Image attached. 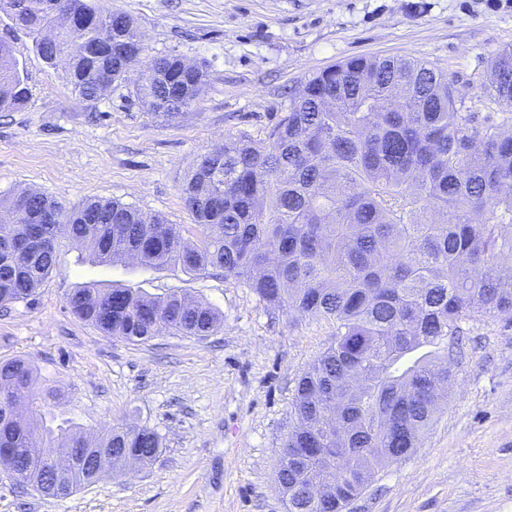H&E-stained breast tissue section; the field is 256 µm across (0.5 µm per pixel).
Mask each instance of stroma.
I'll return each mask as SVG.
<instances>
[{
    "label": "stroma",
    "instance_id": "35a3bbf8",
    "mask_svg": "<svg viewBox=\"0 0 512 512\" xmlns=\"http://www.w3.org/2000/svg\"><path fill=\"white\" fill-rule=\"evenodd\" d=\"M92 2L130 13L148 56L202 64L206 92L170 121L146 111L129 82L82 100L0 11V36L31 91L25 107L0 112L2 199L28 188L69 206L116 199L187 224L179 185L197 156L230 136L265 138L322 70L361 56L419 58L453 79L459 111L483 115L499 109L485 90L490 61L512 46V0ZM91 283L188 295L224 325L201 338L107 336L66 306ZM335 332V322L271 308L221 273L100 266L60 240L35 296L0 304V364L32 362L81 427L144 426L159 452L58 498L0 467V512H287L277 471L294 390ZM460 349L421 447L380 470L346 512H512V325L464 323Z\"/></svg>",
    "mask_w": 512,
    "mask_h": 512
}]
</instances>
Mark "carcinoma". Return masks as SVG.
<instances>
[{
	"label": "carcinoma",
	"instance_id": "cac0c4a2",
	"mask_svg": "<svg viewBox=\"0 0 512 512\" xmlns=\"http://www.w3.org/2000/svg\"><path fill=\"white\" fill-rule=\"evenodd\" d=\"M50 66L60 55L72 91L104 94L96 74L123 40L145 51V34L126 12L87 0H0ZM111 18L109 24L101 16ZM142 65L134 92L167 119L196 105L207 73L176 55ZM489 94L512 109V48L492 59ZM30 91L11 44L0 39V112ZM180 192L193 223L170 224L119 200L90 198L68 207L38 190L0 200V304L33 296L57 262L62 237L102 266L127 263L221 271L260 300L336 323L334 343L303 373L292 403L277 482L288 512H344L383 465L408 456L452 379L461 324L494 318L512 324V116L460 112L454 82L426 61L355 57L318 73L292 99L266 138L228 137L197 157ZM49 210L53 224L19 218ZM68 309L107 336H210L219 312L182 295L130 288L76 289ZM442 347L443 357L430 348ZM31 391L30 419L13 420L10 389L0 387V447L18 448L14 465L42 463L87 436L41 388L35 367L0 364V378ZM112 453L151 464V429L105 428Z\"/></svg>",
	"mask_w": 512,
	"mask_h": 512
}]
</instances>
